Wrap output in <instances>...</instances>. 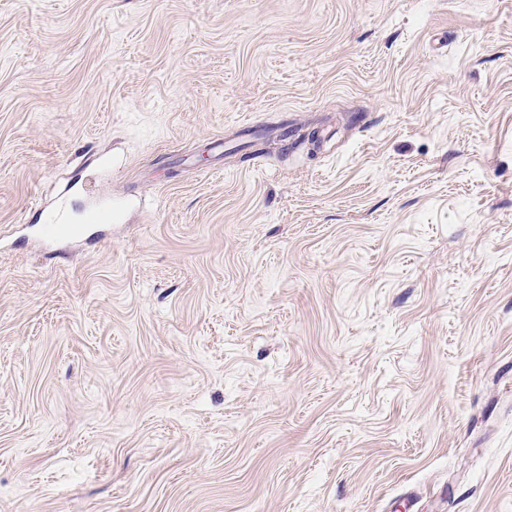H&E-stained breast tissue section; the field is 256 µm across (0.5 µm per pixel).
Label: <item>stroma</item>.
<instances>
[{
    "label": "stroma",
    "mask_w": 512,
    "mask_h": 512,
    "mask_svg": "<svg viewBox=\"0 0 512 512\" xmlns=\"http://www.w3.org/2000/svg\"><path fill=\"white\" fill-rule=\"evenodd\" d=\"M0 512H512V0H0ZM44 234L47 238L65 240L66 242L80 237L76 230L66 225L61 206L49 214Z\"/></svg>",
    "instance_id": "35a3bbf8"
}]
</instances>
